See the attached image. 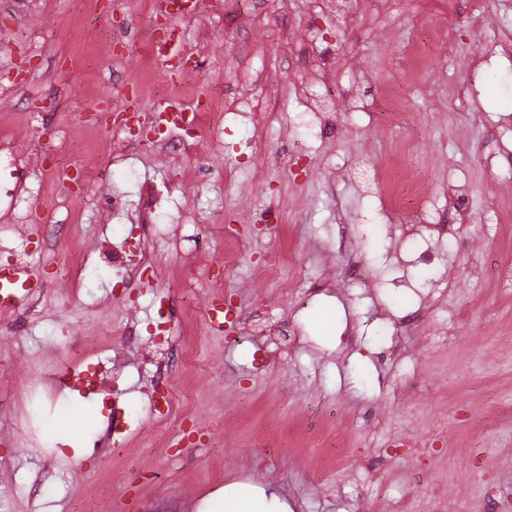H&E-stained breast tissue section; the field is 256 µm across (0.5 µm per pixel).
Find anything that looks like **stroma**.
Listing matches in <instances>:
<instances>
[{
    "label": "stroma",
    "mask_w": 512,
    "mask_h": 512,
    "mask_svg": "<svg viewBox=\"0 0 512 512\" xmlns=\"http://www.w3.org/2000/svg\"><path fill=\"white\" fill-rule=\"evenodd\" d=\"M206 4L169 22L200 59L163 94L128 85L136 53L112 58L95 38L128 24L153 40L149 0H0V73L29 68L0 130L42 119L31 146L59 190L83 194L88 243L70 251L69 213L32 185L22 232L48 226L46 247L27 246L44 287L0 313V512H73L103 483L112 512H211L242 488L275 496L279 512H397L404 491L426 501L436 489L444 512H497L512 494V290L494 278L512 257V0H454L449 43L436 37L440 0ZM422 36L434 62L399 91ZM304 89L334 111L308 110ZM397 91L404 109L381 124L376 108ZM216 93L227 117L213 142L165 133L119 165L86 116L90 102L134 96L149 113ZM61 128L97 145L94 171L77 153L56 168ZM402 141L426 184L408 221L380 193L386 149ZM261 213L289 225L293 271L272 264L279 244L257 230ZM146 224L157 232L144 241ZM129 240L131 267L101 264ZM72 264L85 268L77 293L58 281ZM227 297L225 328L210 327L206 304ZM98 336L91 362L108 392L63 390L51 408L78 426H56L49 451L24 447L16 405L46 369L81 371ZM157 393L171 414L154 413ZM323 411L331 432L361 433L334 463L296 442ZM437 427L417 455L411 442Z\"/></svg>",
    "instance_id": "35a3bbf8"
}]
</instances>
